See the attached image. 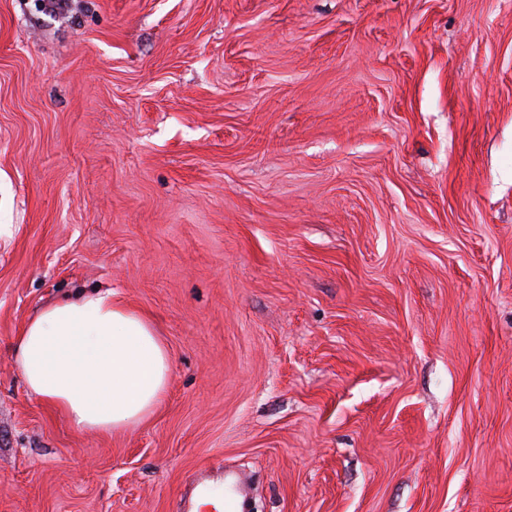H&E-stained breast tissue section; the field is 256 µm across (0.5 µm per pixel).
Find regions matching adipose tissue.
Instances as JSON below:
<instances>
[{
  "label": "adipose tissue",
  "instance_id": "ef3b65f1",
  "mask_svg": "<svg viewBox=\"0 0 512 512\" xmlns=\"http://www.w3.org/2000/svg\"><path fill=\"white\" fill-rule=\"evenodd\" d=\"M13 351L29 393L85 430L110 432L145 419L171 377L152 322L108 289L44 307Z\"/></svg>",
  "mask_w": 512,
  "mask_h": 512
}]
</instances>
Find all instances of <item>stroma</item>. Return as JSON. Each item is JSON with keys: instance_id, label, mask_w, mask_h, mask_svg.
<instances>
[{"instance_id": "stroma-1", "label": "stroma", "mask_w": 512, "mask_h": 512, "mask_svg": "<svg viewBox=\"0 0 512 512\" xmlns=\"http://www.w3.org/2000/svg\"><path fill=\"white\" fill-rule=\"evenodd\" d=\"M0 224V512H512V0H0ZM100 288L111 433L12 351ZM13 351L29 393L85 430L112 432L145 419L171 377L169 352L152 322L112 289L44 307Z\"/></svg>"}]
</instances>
